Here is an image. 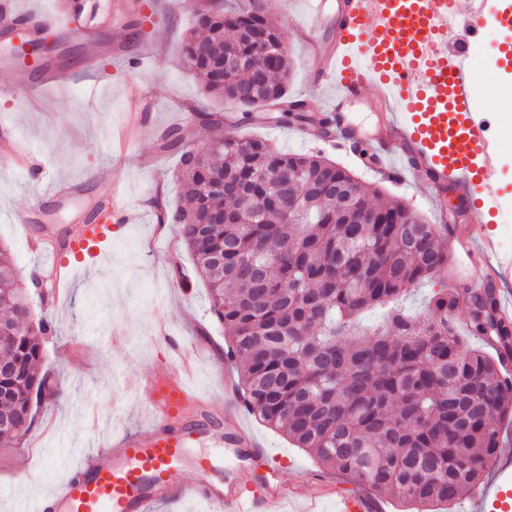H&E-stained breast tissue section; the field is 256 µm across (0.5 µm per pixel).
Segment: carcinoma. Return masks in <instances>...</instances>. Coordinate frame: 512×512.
<instances>
[{
  "instance_id": "obj_1",
  "label": "carcinoma",
  "mask_w": 512,
  "mask_h": 512,
  "mask_svg": "<svg viewBox=\"0 0 512 512\" xmlns=\"http://www.w3.org/2000/svg\"><path fill=\"white\" fill-rule=\"evenodd\" d=\"M265 0H208L183 57L204 92L255 120L281 104L280 123L311 115L288 103L290 58ZM215 131L198 149L177 129L162 147L180 155L185 205L160 209L176 225L206 283L212 315L224 326L250 412L324 468L375 494L433 512L476 487L512 419V323L495 287L444 283L428 312L390 310L368 334L359 316L386 307L448 271V225L429 224L402 200L375 203L378 190L322 155L288 153L263 139L223 132V115L200 112ZM288 183V199L275 187ZM0 445L17 448L34 408L66 391L39 376L52 320L0 247ZM496 350L464 346L459 327Z\"/></svg>"
}]
</instances>
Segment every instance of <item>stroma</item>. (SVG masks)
<instances>
[{"instance_id": "stroma-1", "label": "stroma", "mask_w": 512, "mask_h": 512, "mask_svg": "<svg viewBox=\"0 0 512 512\" xmlns=\"http://www.w3.org/2000/svg\"><path fill=\"white\" fill-rule=\"evenodd\" d=\"M265 4L282 26L293 62L288 92H305L311 77L294 30L307 16V0H265ZM194 24L193 13L172 8L159 25L148 27L144 39H124L127 59L119 63L111 58V32H101L90 41L81 30L70 29L76 51L55 61L74 74L67 90L69 107L63 112L57 109L54 90L43 94L37 109H27L20 91L29 74L0 69V116L8 117L16 138L15 144H0V244L9 248L18 277L26 281L42 274V260L31 249L30 238L54 242L76 212L89 208L95 196L92 177L100 167L111 166L133 212L131 223L120 225L93 253L67 257L72 286L51 310L58 331L47 337L40 367L50 384L65 386L67 398L60 405L38 408L23 448L0 449V512H20L24 505L47 496L95 451L100 436L117 440L144 427L148 417L140 379L167 365L173 355L169 341L157 334L158 322H165L172 339L198 344L190 377L194 391L216 409L227 401L224 371L230 363L224 357V328L210 313L202 280L181 285L171 281L172 268L190 266L192 260L175 227L161 226L155 206L159 199L173 205L180 200L175 177L179 156L161 150L160 134L179 126L194 146H205L213 133L199 120V111L222 113L225 123L238 126L241 138H261L285 152L322 153L351 169L365 184L405 201L430 223L446 219L459 239L471 238L480 229L495 240L499 255L511 251L505 241L512 237V222H504L503 211L512 204V67L498 78L499 84L508 86V93L487 100L499 115L502 148L497 182L488 191L496 207L490 222L479 228L455 202L436 206L414 177L401 182L384 179L347 154L319 149L299 137L294 125L272 120L253 125L244 121L242 112L208 97L180 53ZM140 87L148 93L143 120L127 150L113 153L112 140L130 119L129 99ZM60 177L77 179L85 186L81 195L62 207L45 196L49 183ZM87 406L94 409L100 427H92L82 417ZM244 422L277 458L283 480L302 489L312 482L331 487V494L319 503L320 512H336L338 496L357 490V482L326 470L314 456L295 448L255 416L246 415ZM501 437L497 469L488 470L481 483L461 498L439 505L437 512H498V494L512 491L511 421L503 422ZM33 448L47 452L48 466L32 464Z\"/></svg>"}]
</instances>
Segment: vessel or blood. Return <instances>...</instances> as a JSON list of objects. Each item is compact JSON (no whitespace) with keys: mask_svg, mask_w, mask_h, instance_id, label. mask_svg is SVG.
Masks as SVG:
<instances>
[{"mask_svg":"<svg viewBox=\"0 0 512 512\" xmlns=\"http://www.w3.org/2000/svg\"><path fill=\"white\" fill-rule=\"evenodd\" d=\"M160 16L158 0H130L118 10L112 0H54L51 23L58 29L79 24L89 36L123 31L130 17ZM512 26V9L485 13L482 0H348L332 22L333 36L322 41L314 29L303 31L307 61L315 85L333 88L324 111L333 120L327 141L348 149L376 172L395 178L411 172L437 192L454 188L470 199L497 176L500 133L496 114L475 91L480 77L471 48L486 27ZM41 34L15 0H0V64L26 63L31 80L23 96L68 83L67 71L44 63L31 52ZM382 91L379 129L369 146L360 145L346 107L364 99L372 87ZM96 206L81 229L84 240L107 237L113 225L131 221L130 208L111 168L94 179ZM79 182L56 179L50 199L63 205L78 195ZM72 240L46 251L44 267L53 303L66 294L69 267L61 252ZM176 367L156 370L144 379L150 395L148 426L127 434L116 447L99 446L35 512H147L150 503L177 498L223 507L224 512H286L293 490L278 475L276 458L261 448L245 426L239 403L214 412L187 385L197 346L174 343ZM214 441L228 460L265 470L264 478L242 486L213 480L219 459L194 453V445ZM337 512H376L362 492L340 497Z\"/></svg>","mask_w":512,"mask_h":512,"instance_id":"1","label":"vessel or blood"}]
</instances>
